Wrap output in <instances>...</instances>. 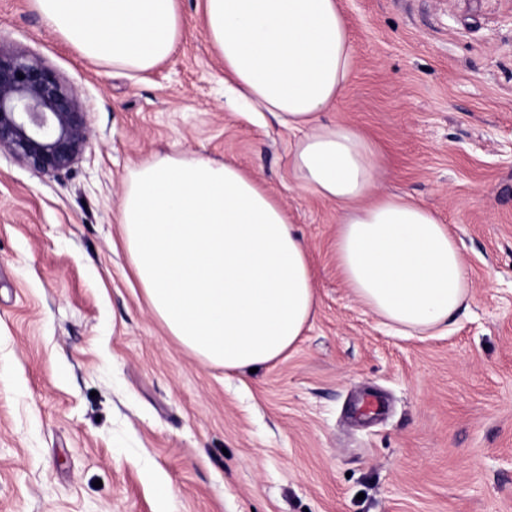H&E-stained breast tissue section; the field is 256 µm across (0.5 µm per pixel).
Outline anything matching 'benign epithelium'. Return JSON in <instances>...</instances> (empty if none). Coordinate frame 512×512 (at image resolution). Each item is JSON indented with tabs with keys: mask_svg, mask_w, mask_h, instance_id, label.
Masks as SVG:
<instances>
[{
	"mask_svg": "<svg viewBox=\"0 0 512 512\" xmlns=\"http://www.w3.org/2000/svg\"><path fill=\"white\" fill-rule=\"evenodd\" d=\"M89 140L79 92L38 58L0 44V154L55 174L79 160Z\"/></svg>",
	"mask_w": 512,
	"mask_h": 512,
	"instance_id": "7a95c632",
	"label": "benign epithelium"
}]
</instances>
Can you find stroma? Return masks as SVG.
Wrapping results in <instances>:
<instances>
[{"label": "stroma", "instance_id": "stroma-1", "mask_svg": "<svg viewBox=\"0 0 512 512\" xmlns=\"http://www.w3.org/2000/svg\"><path fill=\"white\" fill-rule=\"evenodd\" d=\"M352 73L328 121L380 164L373 196L432 210L469 298L437 335H400L345 287L338 212L288 167L295 137L224 101L200 0L134 77L81 58L29 0L0 43L83 102L82 158L48 175L0 155V512H512V0H339ZM204 155L257 176L308 244L316 315L245 375L188 353L151 315L117 222L129 170Z\"/></svg>", "mask_w": 512, "mask_h": 512}]
</instances>
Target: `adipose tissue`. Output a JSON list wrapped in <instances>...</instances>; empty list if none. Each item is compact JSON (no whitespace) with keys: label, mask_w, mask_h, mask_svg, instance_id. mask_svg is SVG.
Instances as JSON below:
<instances>
[{"label":"adipose tissue","mask_w":512,"mask_h":512,"mask_svg":"<svg viewBox=\"0 0 512 512\" xmlns=\"http://www.w3.org/2000/svg\"><path fill=\"white\" fill-rule=\"evenodd\" d=\"M82 57L152 71L186 34L180 0H30ZM224 93L297 140L296 182L340 212L336 256L355 299L404 333L445 324L468 298L456 240L426 207L372 197L377 156L355 128L324 120L354 47L339 0H202ZM118 222L152 316L228 372L295 350L318 298L305 239L274 195L232 163L157 155L129 172Z\"/></svg>","instance_id":"obj_1"}]
</instances>
